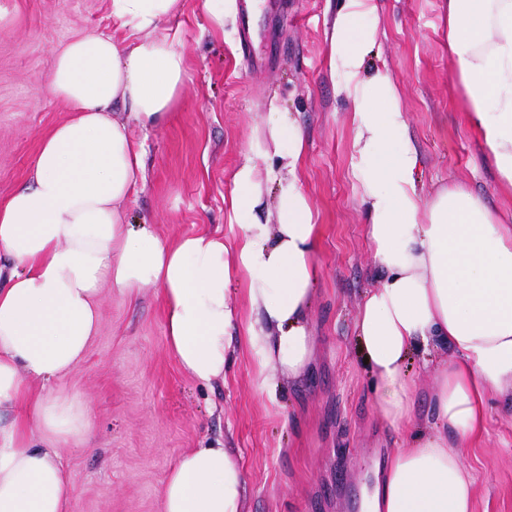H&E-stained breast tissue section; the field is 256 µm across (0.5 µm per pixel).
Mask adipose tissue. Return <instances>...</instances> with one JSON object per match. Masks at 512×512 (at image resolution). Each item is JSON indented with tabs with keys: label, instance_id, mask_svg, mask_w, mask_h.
Returning a JSON list of instances; mask_svg holds the SVG:
<instances>
[{
	"label": "adipose tissue",
	"instance_id": "obj_1",
	"mask_svg": "<svg viewBox=\"0 0 512 512\" xmlns=\"http://www.w3.org/2000/svg\"><path fill=\"white\" fill-rule=\"evenodd\" d=\"M180 0H111L137 41L72 40L55 55L50 93L73 109L43 140L31 181L0 204V512H67L65 446L91 440L90 403L60 388L100 331L103 289L159 292L166 341L202 386L224 379L247 349L269 400L300 380L314 356L309 313L320 226L303 190L305 135L293 116L264 120L277 162H244L226 200L232 242L200 232L166 244L131 224L125 205L145 178L129 123L163 125L186 60L159 24ZM448 60L465 120L512 195V0H444ZM379 34L374 0H343L325 31L335 93L350 108L349 170L380 271L357 304L358 351L377 411L412 422L410 358L435 373L434 421L377 472L365 512H473L464 448L487 425L488 398L512 408V225L459 183L419 187V153L388 68L368 58ZM128 106V121L112 115ZM274 206L275 220L264 219ZM241 284L247 314L232 307ZM162 512H245L238 456L222 440L182 453Z\"/></svg>",
	"mask_w": 512,
	"mask_h": 512
}]
</instances>
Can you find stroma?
<instances>
[{
	"label": "stroma",
	"instance_id": "stroma-1",
	"mask_svg": "<svg viewBox=\"0 0 512 512\" xmlns=\"http://www.w3.org/2000/svg\"><path fill=\"white\" fill-rule=\"evenodd\" d=\"M379 62L399 83L401 107L421 155L424 192L449 180L512 213L495 167L453 105L461 89L442 48L443 0H376ZM341 0H227L215 27L204 0H181L164 20L186 58V78L159 128L131 126L145 179L132 192L129 223L160 240L209 231L233 239L224 200L270 107L291 112L308 138L303 188L318 212L319 282L311 312L314 359L298 383L270 403L247 350L224 382L204 387L166 347L159 294L100 299L101 329L85 361L62 385L93 408L92 441L62 449L73 485L68 512H161V491L178 457L208 437L236 449L247 512H361L376 464L415 433L392 429L374 405V383L356 350L361 293L378 283L363 210L349 175L351 130L324 61V31ZM87 34L134 41L110 0H0V202L31 176L43 137L71 112L48 92L56 52ZM483 437L464 459L476 480L473 512H512V417L488 401Z\"/></svg>",
	"mask_w": 512,
	"mask_h": 512
}]
</instances>
